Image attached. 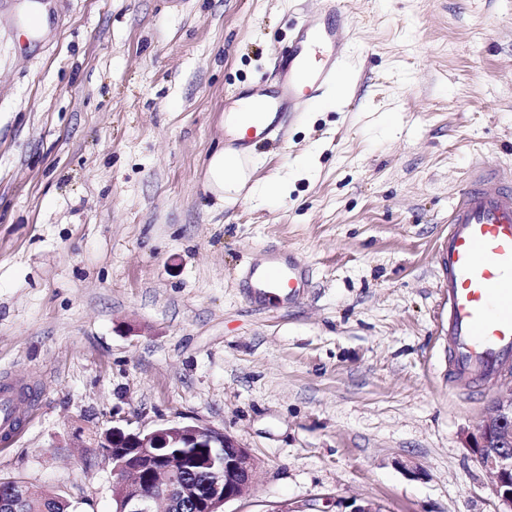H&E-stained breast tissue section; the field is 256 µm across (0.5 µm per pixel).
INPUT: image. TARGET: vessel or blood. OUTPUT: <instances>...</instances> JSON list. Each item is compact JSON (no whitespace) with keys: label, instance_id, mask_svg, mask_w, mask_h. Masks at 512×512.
Returning a JSON list of instances; mask_svg holds the SVG:
<instances>
[{"label":"vessel or blood","instance_id":"obj_1","mask_svg":"<svg viewBox=\"0 0 512 512\" xmlns=\"http://www.w3.org/2000/svg\"><path fill=\"white\" fill-rule=\"evenodd\" d=\"M342 0H325L324 12L308 16L288 51L277 55L272 89L238 92L230 109L248 107L262 118L235 140L248 153L254 143L277 139L287 114L318 95L335 78L345 44L333 17ZM447 276L449 371L453 382H471L512 371V174L474 169L448 214V234L439 245ZM254 301H292L307 282L303 262L267 249L247 272ZM17 414L13 383L0 379V440L9 441Z\"/></svg>","mask_w":512,"mask_h":512}]
</instances>
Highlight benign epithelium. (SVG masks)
<instances>
[{"label":"benign epithelium","mask_w":512,"mask_h":512,"mask_svg":"<svg viewBox=\"0 0 512 512\" xmlns=\"http://www.w3.org/2000/svg\"><path fill=\"white\" fill-rule=\"evenodd\" d=\"M98 448L112 449L113 485L123 494L113 497L122 507L114 512H156V499L168 504L165 512H183L184 478L195 470L207 476V493L196 502L195 512H217V508L240 496L252 483L257 463L247 447L233 435L202 425L169 424L150 433L114 427L95 437ZM152 448H207L204 457L191 453L167 460L150 452ZM469 448L480 463L494 475L496 512H512V399L499 401L484 418L479 436ZM380 512L370 499L332 502L323 500L324 509L308 505L314 512Z\"/></svg>","instance_id":"benign-epithelium-1"}]
</instances>
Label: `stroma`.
<instances>
[{"instance_id":"stroma-1","label":"stroma","mask_w":512,"mask_h":512,"mask_svg":"<svg viewBox=\"0 0 512 512\" xmlns=\"http://www.w3.org/2000/svg\"><path fill=\"white\" fill-rule=\"evenodd\" d=\"M316 5L0 0V377L28 396L0 476L113 512L94 436L178 422L256 459L223 512H496L464 438L512 373L451 389L437 250L471 167L512 171V0H346L343 87L225 205V97L270 83ZM269 247L309 288L262 310L240 274Z\"/></svg>"}]
</instances>
